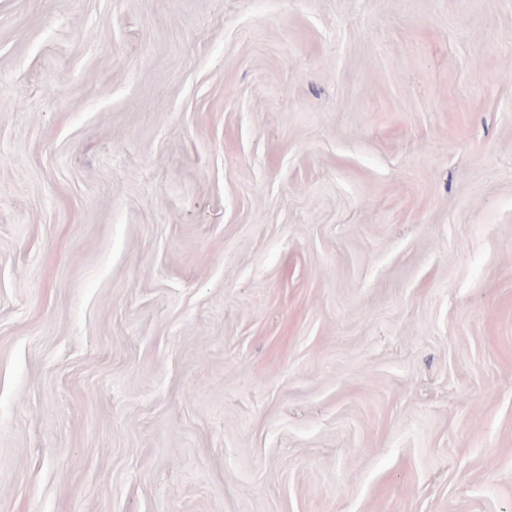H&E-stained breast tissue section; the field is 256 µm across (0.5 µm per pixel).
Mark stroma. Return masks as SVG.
<instances>
[{"label":"stroma","mask_w":512,"mask_h":512,"mask_svg":"<svg viewBox=\"0 0 512 512\" xmlns=\"http://www.w3.org/2000/svg\"><path fill=\"white\" fill-rule=\"evenodd\" d=\"M0 512H512V0H0Z\"/></svg>","instance_id":"1"}]
</instances>
